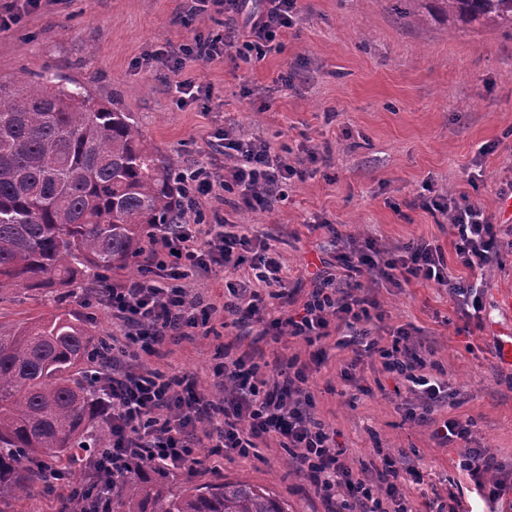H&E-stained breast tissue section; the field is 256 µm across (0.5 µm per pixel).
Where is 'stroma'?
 <instances>
[{
    "label": "stroma",
    "instance_id": "1",
    "mask_svg": "<svg viewBox=\"0 0 512 512\" xmlns=\"http://www.w3.org/2000/svg\"><path fill=\"white\" fill-rule=\"evenodd\" d=\"M301 6L282 47L264 60L248 65L227 54L187 66L184 77L202 92L183 102L175 76L155 55L169 42L223 33L216 9L199 11L195 0H54L37 8L14 0L13 20L0 32V77L44 73L80 83L97 100L132 113L145 143L184 169L204 158L208 133L220 128L259 135L278 151L317 146L322 162L306 181L286 188L285 200L239 213L228 194L206 210L251 225L280 253L291 310L313 288L312 272L336 253L330 232L315 227L314 218L390 248L424 239L452 264L453 227L413 201L432 184L480 205L501 227L500 255L481 273L480 319L464 323L447 288L433 282L378 285L374 292L391 323L417 328L447 383L450 400L436 416L471 420L476 446L494 454L500 477L512 482V369L500 364L495 344L512 331V310L498 304L501 292L512 291V212L499 207L512 183V37L491 25L430 16L417 0H301ZM98 287L87 279L48 295L2 289L0 323L59 309L95 337L110 335L112 319L94 297ZM223 320L213 316L209 335L166 341L146 367L194 372L206 386L228 348L306 353L300 339L239 337ZM325 345L329 361L313 372L310 390L318 418L335 431L350 466L370 467L378 450L389 451L401 467L424 475L423 483H406L415 512L437 496L453 500L458 512H484L473 485L459 482L457 449L439 445L431 427L405 421L394 379L379 375L380 389L368 396L338 395L337 371L349 355L333 340ZM170 477L180 485L247 481L287 500L290 512L325 510L274 437L258 456H215L207 467Z\"/></svg>",
    "mask_w": 512,
    "mask_h": 512
}]
</instances>
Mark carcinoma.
<instances>
[{
  "label": "carcinoma",
  "instance_id": "1",
  "mask_svg": "<svg viewBox=\"0 0 512 512\" xmlns=\"http://www.w3.org/2000/svg\"><path fill=\"white\" fill-rule=\"evenodd\" d=\"M444 14L512 35V0H437ZM178 161L144 145L133 116L80 85L44 74L0 78V288H65L103 279L146 240L188 220ZM99 348L66 313L0 324V512L33 500L44 461L71 467L98 444L96 388L86 370ZM169 470L134 465L112 487V512H288L245 481L171 488Z\"/></svg>",
  "mask_w": 512,
  "mask_h": 512
}]
</instances>
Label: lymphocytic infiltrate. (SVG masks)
<instances>
[{
    "label": "lymphocytic infiltrate",
    "instance_id": "f902f5d3",
    "mask_svg": "<svg viewBox=\"0 0 512 512\" xmlns=\"http://www.w3.org/2000/svg\"><path fill=\"white\" fill-rule=\"evenodd\" d=\"M222 8L230 35L168 44L161 57L176 72L187 64L208 62L233 52L244 63L263 60L274 43L294 24L299 0H209ZM205 161L184 172L194 188L193 221L153 237L150 260L141 275L113 285L97 296L112 316V334L95 354V383L105 395L101 413L110 428L106 448L84 457V480L70 495L81 512H112L109 490L137 461L157 462L173 469L204 464L207 457L232 454L246 459L261 443L278 436L296 470L313 487L326 512H414L400 487L393 456L381 455L374 475L353 470L345 449L336 445L313 409L308 389L311 365H325L322 339L335 337L341 349L364 350L378 357L384 372L395 376L406 392L420 399L408 408L406 421L433 424L439 444L460 445L457 468L488 501H496L506 484L490 479L493 455L473 447L472 425L452 417L432 420L433 408L448 396L435 368L413 345L414 327L387 325L388 313L365 290L361 278L373 272L394 287L411 280L434 282L448 289L460 311L480 310L481 282H452L439 248L422 243L398 250L380 247L375 239L346 237L336 251L340 277L320 276L295 312L278 307L284 298L288 269L280 255L254 234L249 225L223 220L206 223L203 207L229 193L239 209L248 211L267 198H284L288 185L305 181L318 160L314 146L299 157L279 152L264 141L224 129L206 140ZM419 205L448 215L457 231L456 261L476 273L500 255L499 227L474 203L460 204L429 190ZM242 273L226 286L223 307L184 286L190 274L215 270ZM223 310L224 325L240 331L258 329L260 336L299 338L309 347L308 360L294 355L266 360L264 352L225 356L213 372L215 400L197 375H172L145 366L167 337L189 330H208L213 313Z\"/></svg>",
    "mask_w": 512,
    "mask_h": 512
}]
</instances>
